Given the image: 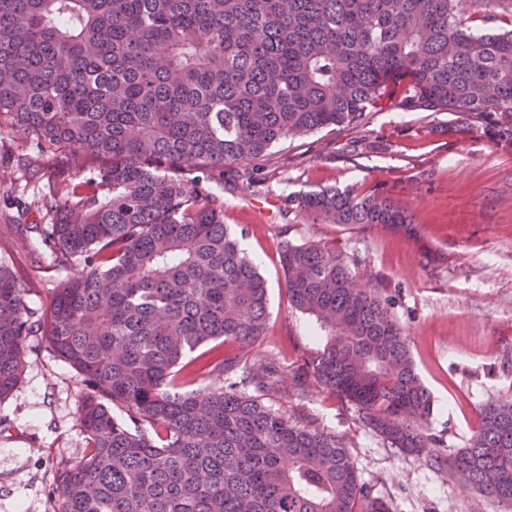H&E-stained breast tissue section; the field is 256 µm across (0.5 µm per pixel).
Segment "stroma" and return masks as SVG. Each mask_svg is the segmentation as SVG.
Returning <instances> with one entry per match:
<instances>
[{
  "label": "stroma",
  "instance_id": "1",
  "mask_svg": "<svg viewBox=\"0 0 512 512\" xmlns=\"http://www.w3.org/2000/svg\"><path fill=\"white\" fill-rule=\"evenodd\" d=\"M359 133L376 148L353 156L348 145ZM57 167L25 136L0 133V258L28 273L35 308L81 271L55 266L21 230L48 223L37 177ZM260 175L259 186L223 190L224 222L268 287L269 330L250 346V361L276 357L289 375L326 340L315 318L288 299L284 241L328 242L359 255L361 272L377 282L409 333L416 370L434 399L425 431L444 460L385 447L350 404L320 388L300 397L290 387L269 405L348 436L361 481L391 512H512L472 490L446 462L468 447L482 405L512 396V147L465 133L455 115L383 108L368 113L362 131L322 130L274 146ZM328 187L376 189L408 204L417 234L289 214V196ZM30 346L22 382L0 402V512H51L58 463L79 461L86 448L76 422V372L44 342Z\"/></svg>",
  "mask_w": 512,
  "mask_h": 512
}]
</instances>
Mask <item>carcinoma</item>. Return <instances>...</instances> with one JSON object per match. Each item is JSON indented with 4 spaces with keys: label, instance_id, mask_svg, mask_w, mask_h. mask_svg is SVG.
I'll return each instance as SVG.
<instances>
[{
    "label": "carcinoma",
    "instance_id": "cac0c4a2",
    "mask_svg": "<svg viewBox=\"0 0 512 512\" xmlns=\"http://www.w3.org/2000/svg\"><path fill=\"white\" fill-rule=\"evenodd\" d=\"M388 106L454 112L512 145V0H0V130L74 162L41 198L50 223L23 230L80 276L34 309L0 259V402L33 336L81 377L86 454L57 468L53 512H390L343 437L265 403L276 358L219 354L200 364L209 384L178 391L189 353L268 329L266 282L212 183L250 187L275 144ZM290 204L414 231L374 190ZM281 265L291 304L327 331L297 394L330 391L387 447L439 461L408 333L358 259L287 242ZM451 465L512 505V397L482 407Z\"/></svg>",
    "mask_w": 512,
    "mask_h": 512
}]
</instances>
